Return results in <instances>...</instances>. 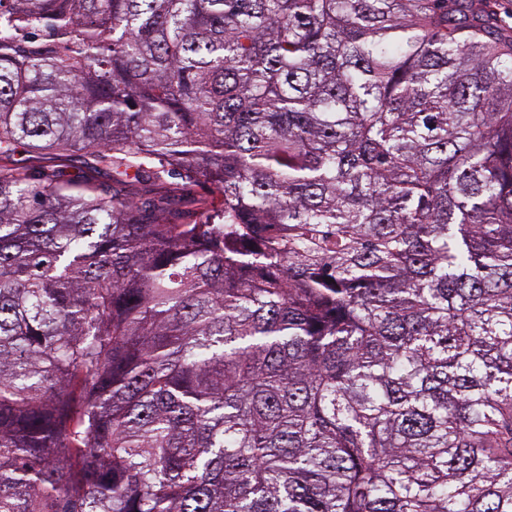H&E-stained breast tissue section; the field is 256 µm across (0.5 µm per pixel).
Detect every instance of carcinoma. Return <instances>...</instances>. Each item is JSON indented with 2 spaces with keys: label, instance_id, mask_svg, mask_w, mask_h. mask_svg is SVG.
Masks as SVG:
<instances>
[{
  "label": "carcinoma",
  "instance_id": "1",
  "mask_svg": "<svg viewBox=\"0 0 512 512\" xmlns=\"http://www.w3.org/2000/svg\"><path fill=\"white\" fill-rule=\"evenodd\" d=\"M0 512H512L499 0H0Z\"/></svg>",
  "mask_w": 512,
  "mask_h": 512
}]
</instances>
